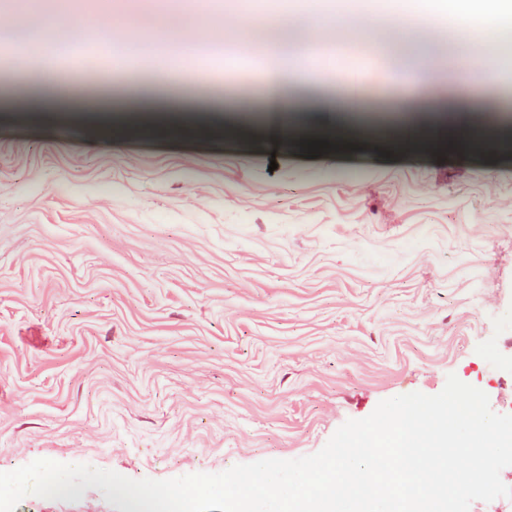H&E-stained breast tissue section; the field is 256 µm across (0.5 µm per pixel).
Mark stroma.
<instances>
[{
  "instance_id": "35a3bbf8",
  "label": "stroma",
  "mask_w": 512,
  "mask_h": 512,
  "mask_svg": "<svg viewBox=\"0 0 512 512\" xmlns=\"http://www.w3.org/2000/svg\"><path fill=\"white\" fill-rule=\"evenodd\" d=\"M65 49L124 44L112 69L38 82L0 49V472L37 459L131 479L219 473L320 451L382 400L440 393L448 375L512 414V147L404 144L274 148L215 126L179 136H89L84 119L33 110L71 90L115 114L131 92L253 120L261 74L225 70L265 51L279 0H30ZM278 39L322 46L309 83L351 100L359 122L393 95L350 72L392 57L397 13L419 20L427 92L413 113L468 84L494 46L474 10L469 53L439 40L448 0H292ZM344 9L340 27L329 24ZM112 19L104 39L98 22ZM204 59L174 79L136 63L166 36ZM512 117V74L475 94ZM15 512H120L101 490L24 497Z\"/></svg>"
}]
</instances>
